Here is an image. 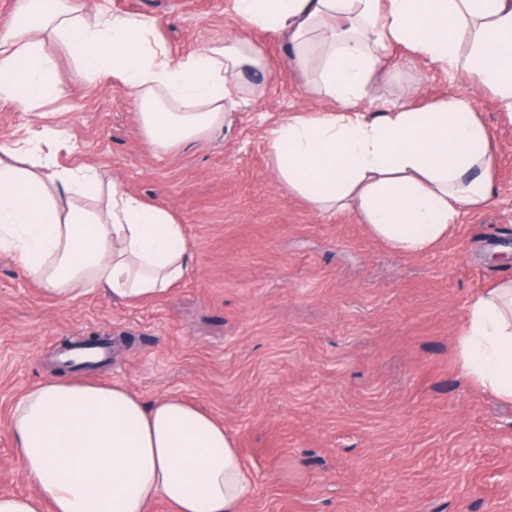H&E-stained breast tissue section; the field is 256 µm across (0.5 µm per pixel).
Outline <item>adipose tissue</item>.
<instances>
[{"label": "adipose tissue", "instance_id": "adipose-tissue-1", "mask_svg": "<svg viewBox=\"0 0 512 512\" xmlns=\"http://www.w3.org/2000/svg\"><path fill=\"white\" fill-rule=\"evenodd\" d=\"M243 29L288 37L291 63L334 107L292 112L271 131L278 179L312 208L357 213L391 249L421 256L448 240L465 211L493 201L495 141L475 95L424 110L360 108L385 76L388 49L464 71L512 123V0H233ZM156 19L90 11L87 0H17L0 24V98L32 111L63 87L59 45L93 84L112 79L139 105L154 151L205 141L232 125L235 73L263 70L248 40L229 38L171 58ZM0 140V250L54 296L102 290L135 304L192 273L182 224L108 180L61 168L43 147L64 139ZM459 363L475 386L512 401V279L474 295ZM7 424L36 490L0 494V512H241L254 483L222 422L177 397L151 401L119 383L48 379L11 405Z\"/></svg>", "mask_w": 512, "mask_h": 512}]
</instances>
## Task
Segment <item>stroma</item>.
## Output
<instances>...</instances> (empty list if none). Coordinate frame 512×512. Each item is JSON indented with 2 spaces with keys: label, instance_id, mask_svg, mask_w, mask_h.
Returning <instances> with one entry per match:
<instances>
[{
  "label": "stroma",
  "instance_id": "stroma-1",
  "mask_svg": "<svg viewBox=\"0 0 512 512\" xmlns=\"http://www.w3.org/2000/svg\"><path fill=\"white\" fill-rule=\"evenodd\" d=\"M233 0H110L158 18L171 57L238 34ZM247 37L268 68L262 97L231 130L155 152L121 83L87 81L56 49L60 98L23 112L0 99V136L66 129L58 165L93 164L184 225L195 270L136 306L101 291L47 293L0 251V493L32 487L4 423L24 390L57 377L63 339L108 336L90 379L147 400L187 399L231 432L254 494L242 512H512V403L470 384L458 336L469 298L512 277V125L490 97L478 112L497 138L496 198L452 237L406 256L353 214H322L278 180L277 121L330 108L287 63V38ZM373 89L379 112L467 91L464 76L390 47Z\"/></svg>",
  "mask_w": 512,
  "mask_h": 512
}]
</instances>
